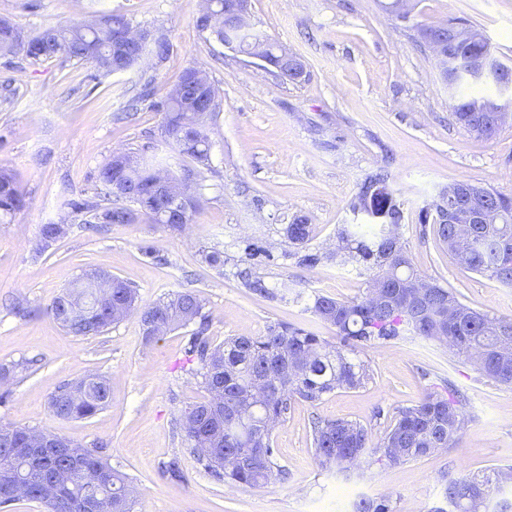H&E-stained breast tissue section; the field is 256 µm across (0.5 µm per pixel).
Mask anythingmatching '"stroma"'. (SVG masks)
<instances>
[{
  "label": "stroma",
  "instance_id": "35a3bbf8",
  "mask_svg": "<svg viewBox=\"0 0 512 512\" xmlns=\"http://www.w3.org/2000/svg\"><path fill=\"white\" fill-rule=\"evenodd\" d=\"M387 2L250 0V23L305 66V77L290 83L200 30L203 0H0V18L31 33L113 13L170 44L166 59L149 54L109 76L74 60L0 54V168L15 175L27 200L0 219V366L9 370L0 379V425L104 446L112 467L132 479L138 512H351L360 497L382 495L394 512H433L443 502L444 477L512 467V386L482 376L448 345L409 338L358 348L369 373L362 387L293 404L272 431L275 460L288 470L285 483L253 488L216 480L176 425L205 395L189 373L192 327L149 339L134 313L100 335L79 337L49 312L80 277L106 271L136 288L143 305L177 291L198 293L215 345L282 323L335 341V327L311 311L314 298H355L366 277L352 265L322 258L308 266L301 258L334 250L344 225L373 224L358 192L383 169L415 269L477 311L512 316V287L461 271L435 224L422 221L454 180L512 196V117L489 140L457 125L437 59L417 42L411 22L387 12ZM411 6L412 22L468 19L512 66V0ZM193 67L216 87L218 106L207 120L210 164L196 180L199 208L190 223L173 229L142 219L85 231L86 214L70 203L96 200L100 169L113 152L143 153L175 173L190 166L162 135L158 103ZM147 82L153 94L143 100ZM297 217L312 226L302 246L289 245L284 233ZM45 224L67 232L44 246ZM249 243L269 253L254 267L268 294L246 288L236 275ZM212 250L223 253V266L205 261ZM91 374L108 379L109 407L88 419L57 417L50 406L57 388ZM445 377L471 401L472 419L453 448L400 465L364 466L348 482L321 469L313 417L355 421L375 445L399 408ZM174 456L182 464L179 480L162 469Z\"/></svg>",
  "mask_w": 512,
  "mask_h": 512
}]
</instances>
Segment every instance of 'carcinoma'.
Listing matches in <instances>:
<instances>
[{
  "mask_svg": "<svg viewBox=\"0 0 512 512\" xmlns=\"http://www.w3.org/2000/svg\"><path fill=\"white\" fill-rule=\"evenodd\" d=\"M129 26L122 15L103 14L91 23H75L51 28L52 40L45 31L26 34L19 50L33 59L61 57L92 64L104 75L112 74V41ZM491 51L489 44L469 40L455 48V56L470 58ZM445 82L455 99L451 117L466 131L490 139L500 123L491 113L475 111L476 104L494 100L490 95H464L461 89L482 84L464 71L448 70ZM163 128L168 141L179 154L208 166L210 144L205 125L187 122L194 111V100L187 95L174 96L162 103ZM140 155L127 152L124 159H108L100 171L106 189L102 200L72 202L79 212L91 214V224H133L145 218L159 224L153 204L144 198L129 206L112 205L121 200L113 193L112 183L123 180L142 187L154 167L138 164ZM392 197L387 177L379 173L361 187L360 204L379 206ZM480 205L486 206L488 223L452 224L453 195H438L431 204L433 221L451 259L462 270L487 276L512 287V266H498V254L512 251V197L480 187ZM25 196L14 175L0 170V216L11 215L25 207ZM400 212L388 210V221L373 224L362 232L346 226L340 232L339 264L349 261L374 271L362 296L338 300L317 295L311 307L320 320L336 328L338 343L331 344L302 328L277 325L263 336L237 335L224 339L219 347L205 336L208 315L200 296L180 291L167 299L141 307L146 337L157 336L153 323L178 328L193 323L198 329L190 336L192 373L201 379L208 393L224 390L222 403L207 399L190 405L184 413L197 415L198 426L187 428L179 422L191 453L214 477L231 484L265 487L283 483L288 469L274 460L271 446L272 423L285 422L296 400L315 403L338 389L360 387L368 377L367 367L357 358L356 348L377 341L390 342L406 336L448 345L459 358L472 361L486 378L512 386V318L491 316L472 309L449 289L423 278L412 266L400 242ZM311 225L297 217L286 226L285 236L293 246L310 240ZM244 285L254 292L267 293L265 282L251 268L237 271ZM77 312L68 320L60 317L59 299L49 312L60 326L73 336H96L120 318H108V307L83 283L65 291ZM137 294L120 278L112 282V303L136 308ZM441 392L398 410L395 424L381 442L372 447L366 429L345 420L315 419L313 444L320 466L350 477L362 463L398 465L429 456L441 448H451L470 420L469 400L451 379L444 380ZM110 397V387L102 376H89L68 382L51 398L54 412L63 418H90L101 411ZM29 433L26 428L0 427V501L13 502L12 484L18 480L27 490V499L45 504L47 512H73L81 499L94 498L101 512H137V500L129 478L112 469L103 449L80 448L62 437L63 448L31 459L17 456L10 436ZM512 482V468L491 475L445 479L447 508L436 512H512V498H496L491 489ZM353 512H393L390 498L362 497L352 505Z\"/></svg>",
  "mask_w": 512,
  "mask_h": 512,
  "instance_id": "obj_1",
  "label": "carcinoma"
}]
</instances>
